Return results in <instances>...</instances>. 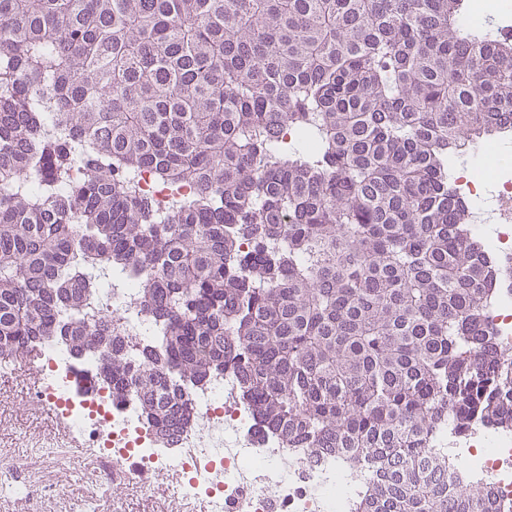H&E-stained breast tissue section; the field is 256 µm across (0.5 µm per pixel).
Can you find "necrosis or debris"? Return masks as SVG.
Returning a JSON list of instances; mask_svg holds the SVG:
<instances>
[{
	"mask_svg": "<svg viewBox=\"0 0 512 512\" xmlns=\"http://www.w3.org/2000/svg\"><path fill=\"white\" fill-rule=\"evenodd\" d=\"M454 181L469 204L471 235L486 237L489 258L504 272L487 319L499 340L512 347V164L489 166L480 155L462 165ZM101 295L103 309L113 314V335L130 351L156 344L135 276L113 281ZM32 356L39 372L32 405L58 402L56 419L68 440L87 448L91 458L112 465L135 458L140 488L150 489L154 478H162L169 512H352L360 487L381 481L393 464L385 454L286 447L260 431L229 368L188 391L191 422L176 448H166L134 396L115 400L102 389L96 356L77 358L62 345L38 346ZM418 463L452 488H494L498 512H512L511 428L478 426L462 434L445 427Z\"/></svg>",
	"mask_w": 512,
	"mask_h": 512,
	"instance_id": "obj_1",
	"label": "necrosis or debris"
}]
</instances>
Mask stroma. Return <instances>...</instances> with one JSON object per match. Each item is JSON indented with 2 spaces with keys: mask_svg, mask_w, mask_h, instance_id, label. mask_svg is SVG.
<instances>
[{
  "mask_svg": "<svg viewBox=\"0 0 512 512\" xmlns=\"http://www.w3.org/2000/svg\"><path fill=\"white\" fill-rule=\"evenodd\" d=\"M26 367L0 376V512H165L166 497L113 482L81 448L28 461L35 439H55L51 416L29 403Z\"/></svg>",
  "mask_w": 512,
  "mask_h": 512,
  "instance_id": "35a3bbf8",
  "label": "stroma"
}]
</instances>
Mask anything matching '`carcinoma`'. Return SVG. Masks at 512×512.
I'll return each mask as SVG.
<instances>
[{
    "label": "carcinoma",
    "instance_id": "1",
    "mask_svg": "<svg viewBox=\"0 0 512 512\" xmlns=\"http://www.w3.org/2000/svg\"><path fill=\"white\" fill-rule=\"evenodd\" d=\"M465 9L0 0V339L32 352L76 320L92 352L112 315L84 290L138 271L163 342L112 384L171 431L169 386L217 361L288 447L397 459L355 512H498L412 464L442 423L512 426L501 271L448 170L512 130V36ZM291 127L305 150L280 146ZM141 191L151 195L156 201L159 208H163L168 200L169 188L163 180L156 175L146 173L139 181Z\"/></svg>",
    "mask_w": 512,
    "mask_h": 512
}]
</instances>
